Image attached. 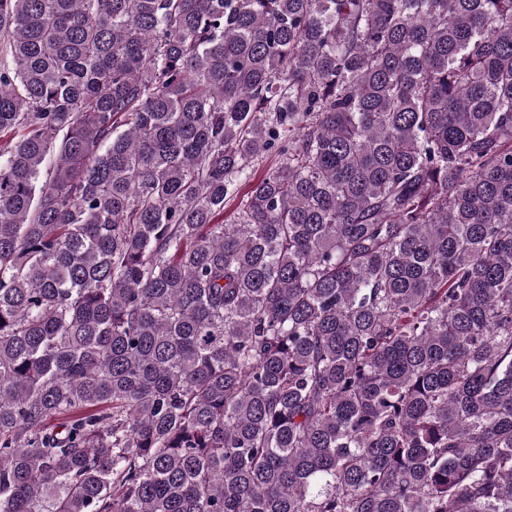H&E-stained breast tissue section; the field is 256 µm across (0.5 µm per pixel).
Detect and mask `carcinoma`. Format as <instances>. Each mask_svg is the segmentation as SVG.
Returning a JSON list of instances; mask_svg holds the SVG:
<instances>
[{
    "mask_svg": "<svg viewBox=\"0 0 512 512\" xmlns=\"http://www.w3.org/2000/svg\"><path fill=\"white\" fill-rule=\"evenodd\" d=\"M0 37V512H512V0Z\"/></svg>",
    "mask_w": 512,
    "mask_h": 512,
    "instance_id": "obj_1",
    "label": "carcinoma"
}]
</instances>
